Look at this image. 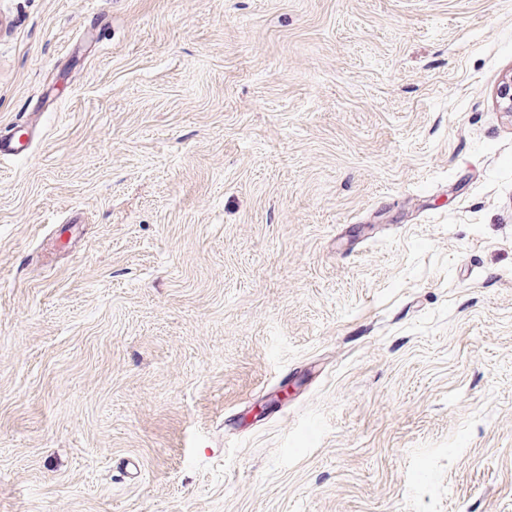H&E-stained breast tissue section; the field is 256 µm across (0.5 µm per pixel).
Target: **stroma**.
Masks as SVG:
<instances>
[{"mask_svg":"<svg viewBox=\"0 0 512 512\" xmlns=\"http://www.w3.org/2000/svg\"><path fill=\"white\" fill-rule=\"evenodd\" d=\"M510 79L512 0H0V512H512Z\"/></svg>","mask_w":512,"mask_h":512,"instance_id":"obj_1","label":"stroma"}]
</instances>
